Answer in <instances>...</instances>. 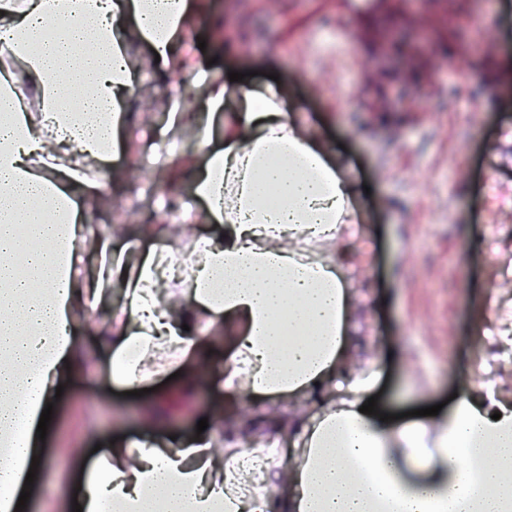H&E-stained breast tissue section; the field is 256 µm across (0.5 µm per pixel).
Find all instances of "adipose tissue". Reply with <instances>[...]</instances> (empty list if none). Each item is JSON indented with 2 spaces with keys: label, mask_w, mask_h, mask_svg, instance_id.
<instances>
[{
  "label": "adipose tissue",
  "mask_w": 512,
  "mask_h": 512,
  "mask_svg": "<svg viewBox=\"0 0 512 512\" xmlns=\"http://www.w3.org/2000/svg\"><path fill=\"white\" fill-rule=\"evenodd\" d=\"M202 0H0V34L35 90V105L10 74L0 75V512H13L19 489L11 461L31 466L36 429L57 381L81 364L71 311L83 299L111 311L97 328L108 380L128 388L170 362L194 361L208 339L195 327L233 323L239 332L226 387L250 404L294 396L315 400L312 413L290 419L289 448L233 440L214 456L202 432L177 446L145 441L115 445L85 467L76 489L83 512H512V396L486 392L475 375L458 381L452 407L428 424L397 427L361 413L376 383L366 359L341 363L370 332L344 259L320 243L354 236L353 188L344 163L295 123L285 100L219 84L205 94L209 112L235 113L223 149L199 145L205 162L194 194L223 239H196L193 259L168 245L140 264H111L78 278L76 241L88 203L100 188L128 126L138 83L128 65L129 34L160 56L159 69H194L178 52ZM131 15L133 27L122 26ZM56 36L28 58L21 37L48 26ZM106 40L95 62L81 49L97 32ZM88 84L84 116H64L55 103L64 87ZM27 225L36 250L14 235ZM27 258L44 290L31 297L12 274ZM290 457L288 493L265 489Z\"/></svg>",
  "instance_id": "ef3b65f1"
}]
</instances>
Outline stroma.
Wrapping results in <instances>:
<instances>
[{
  "mask_svg": "<svg viewBox=\"0 0 512 512\" xmlns=\"http://www.w3.org/2000/svg\"><path fill=\"white\" fill-rule=\"evenodd\" d=\"M191 30L205 41L198 68L180 74L183 95L202 98L207 85L243 73V86L281 89L294 118L348 162L347 177L362 192L354 200L355 241L323 244L326 252L353 251L370 275L359 284L375 333L378 403L400 414L446 401L457 379L471 372L512 393V359L503 357V325L491 312L512 305V0H371L359 14L344 0H210ZM230 28L233 52L216 42ZM278 53L275 78L263 60ZM163 75L146 85L154 100L138 102L136 134L120 144L105 180L106 196L93 221L124 219L113 260L135 263L160 249L164 238L141 235L142 209L157 207L159 192L201 213L192 192L198 125H175L162 103ZM173 141L184 160L159 170L147 194L141 157ZM83 304L73 310L85 360L64 381L39 455L56 468L37 470L24 512H58V489L75 487L94 448L112 440L196 437L199 414H212L215 433L244 423L241 439L266 443L262 421H288L307 411L305 398L264 406L230 403L224 386L223 341L193 373V396L181 393L176 365L151 381L150 393L127 396L105 380L102 354L87 331Z\"/></svg>",
  "mask_w": 512,
  "mask_h": 512,
  "instance_id": "1",
  "label": "stroma"
}]
</instances>
